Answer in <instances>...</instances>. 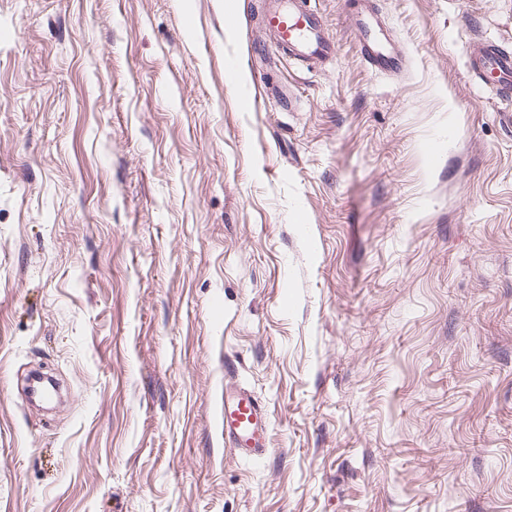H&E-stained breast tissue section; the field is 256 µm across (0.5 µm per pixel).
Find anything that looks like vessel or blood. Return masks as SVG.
Here are the masks:
<instances>
[{"label":"vessel or blood","mask_w":512,"mask_h":512,"mask_svg":"<svg viewBox=\"0 0 512 512\" xmlns=\"http://www.w3.org/2000/svg\"><path fill=\"white\" fill-rule=\"evenodd\" d=\"M262 22L276 37L282 51L309 63L322 64L333 55V44L319 15L308 0H271ZM360 52L380 70L399 68L402 58L384 35L370 9L357 14ZM468 69L482 84L495 89L499 99L512 98V51L492 43L473 47ZM224 444L243 457H259L267 451L268 415L262 404L238 383L224 385L221 409Z\"/></svg>","instance_id":"b4317fda"}]
</instances>
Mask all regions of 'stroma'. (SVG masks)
I'll return each instance as SVG.
<instances>
[{"label": "stroma", "instance_id": "35a3bbf8", "mask_svg": "<svg viewBox=\"0 0 512 512\" xmlns=\"http://www.w3.org/2000/svg\"><path fill=\"white\" fill-rule=\"evenodd\" d=\"M312 4L0 0V512H512V0ZM262 22L276 37V46L308 64L326 63L333 44L308 0H270ZM357 12L356 24L360 31V52L378 70L397 69L401 65V54L384 35L371 5ZM468 69L480 83L495 89L499 99L512 98V51L479 43L470 51ZM224 445L243 457H260L267 451L266 409L236 382H224L221 409Z\"/></svg>", "mask_w": 512, "mask_h": 512}]
</instances>
